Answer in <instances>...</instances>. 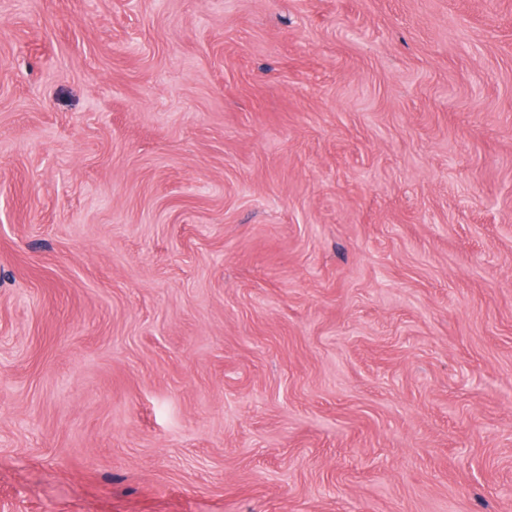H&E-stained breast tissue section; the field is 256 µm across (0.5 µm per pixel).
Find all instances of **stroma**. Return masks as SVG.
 I'll use <instances>...</instances> for the list:
<instances>
[{"label":"stroma","instance_id":"stroma-1","mask_svg":"<svg viewBox=\"0 0 512 512\" xmlns=\"http://www.w3.org/2000/svg\"><path fill=\"white\" fill-rule=\"evenodd\" d=\"M0 512H512V0H0Z\"/></svg>","mask_w":512,"mask_h":512}]
</instances>
